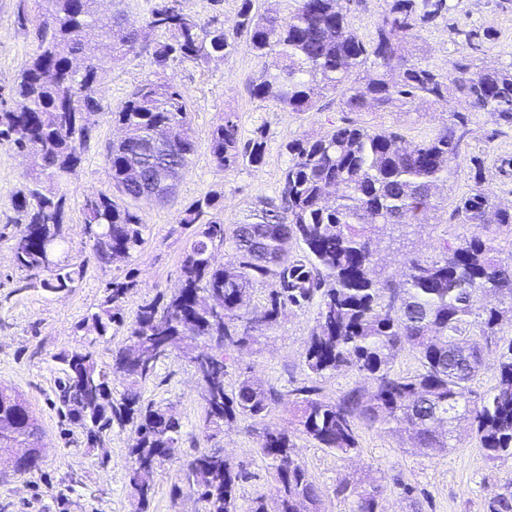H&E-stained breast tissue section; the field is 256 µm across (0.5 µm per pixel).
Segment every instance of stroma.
<instances>
[{
    "label": "stroma",
    "mask_w": 512,
    "mask_h": 512,
    "mask_svg": "<svg viewBox=\"0 0 512 512\" xmlns=\"http://www.w3.org/2000/svg\"><path fill=\"white\" fill-rule=\"evenodd\" d=\"M183 13L215 22L233 31L240 0H176ZM35 0H0V101H9L23 63L36 51L38 35L32 17ZM166 36L145 31L140 54L127 56L104 71L93 91L103 107L82 151V160L64 185L67 194L65 257L85 267L72 288L52 292L29 285L13 261L12 244L17 214L15 192L31 177L34 160L0 145V384L15 388L30 404L42 429L45 452L38 471L0 477V512H136L128 495L127 470L132 427L112 428L102 444H89L83 428L64 416L59 402L63 376L61 354L82 350L91 342L77 324L96 312L104 286L112 278L133 277L137 285L122 305L119 324L96 344L98 361L109 366L127 342L128 325L147 300L169 295L177 287L183 247L189 235L177 222L179 213L195 200L210 196L225 225L240 223L259 201L278 196L289 156L286 143L303 135H317L332 126L362 124L396 133L416 144L446 122L450 111L464 110L458 93L447 106L417 104L410 112L378 110L343 112L336 96L321 92L320 110L291 112L270 101L255 99L249 81L262 66L246 46L221 57L157 65L153 51ZM413 53L426 57L432 68L447 72L456 64L471 70L501 68L512 63V0H448V11L421 33ZM173 78L187 101L195 153L174 199L165 204L148 201L136 207L146 227L145 243L129 260L114 264L97 261L84 234L82 204L86 196L110 184L106 147L120 136L112 120L132 92L146 82ZM238 117L241 139L256 129L266 134V153L260 166L217 167L210 151L213 128L225 113ZM501 206L512 205V128L496 125L483 112L469 115L468 133L448 184L437 195L438 210L410 239L385 230L376 254L379 277L401 279L409 256H428L441 237L457 241L472 228L453 217L457 201L474 184ZM318 304L286 308L278 323L257 343L233 349L225 386L235 391L244 378L274 386L280 402L265 417H237L217 436L203 431L204 408L199 381L185 358L170 356L141 387L144 401L173 408L183 423L175 458L164 461L154 475L148 512H198L200 504L189 486L184 463L195 455L221 450L247 474L236 491L240 512L256 497L268 507L277 502V480L260 450V432L267 426L290 431L293 455L322 490L319 512H351L350 498L339 494L341 484L381 485L377 512H496L497 501L512 500V457L488 460L467 420H460L446 452L427 455L413 448L405 434L380 426L358 424V448L341 454L321 447L298 430L288 412L293 391L318 388L320 396L335 398L356 387L372 392V379L344 369L316 377L304 365L306 343L316 326Z\"/></svg>",
    "instance_id": "35a3bbf8"
}]
</instances>
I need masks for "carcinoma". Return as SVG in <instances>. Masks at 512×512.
I'll list each match as a JSON object with an SVG mask.
<instances>
[{"label": "carcinoma", "instance_id": "obj_1", "mask_svg": "<svg viewBox=\"0 0 512 512\" xmlns=\"http://www.w3.org/2000/svg\"><path fill=\"white\" fill-rule=\"evenodd\" d=\"M99 2L36 0L40 43L19 74L11 104L0 108V144L38 158L36 176L13 198L24 219L12 245L15 265L48 291L67 289L84 274V266L57 257L66 195L55 185L79 164L101 114L92 96L99 73L141 48V31L123 26L119 9L101 12ZM289 2L284 16L277 7L261 12L253 0H241L235 32L229 34L159 0L144 28L170 35L153 52L160 66L226 56L245 39L263 59L250 83L252 95L290 112L314 110L317 90L338 94L343 112L417 101L444 106L451 85L468 112H486L495 123L512 127V63L480 71L455 65L443 74L409 50L423 28L448 11L447 0H390L367 42L348 19L345 3L351 0ZM112 119L125 135L109 145L111 189L83 202L86 236L95 258L105 264L125 261L143 246L145 226L132 207L145 193L172 194L195 151L187 104L172 82L141 85ZM467 124V112L453 110L434 136L414 145L357 124L292 140L285 146L289 163L278 200L254 207L229 232L214 213L213 199L191 203L178 215V223L191 230L180 286L136 313L128 344L111 365L131 378L117 400L95 345L117 322L120 304L136 283L114 278L106 284L98 311L79 324L96 338L60 357L65 365L60 401L71 421L81 427L92 423L90 434L114 425L134 427L128 489L137 512H146L153 495V466L174 456L183 435L175 413L142 399L141 384L161 363L158 350L192 361L194 340H216L222 352L196 365L207 383L206 427L218 431L238 414L261 418L279 402L278 391L245 378L227 394V352L256 341L285 308L301 307L317 294V326L304 353L305 367L318 377L347 368L373 379L376 390L366 398L350 389L328 400L313 387L296 389L292 404L303 434L349 454L358 446L356 423L401 424L415 447L439 454L447 451L448 437L436 425L469 415L488 459L512 456V338L501 346L493 391L471 408L460 404L484 364L480 339L496 336L503 319L512 321V263L497 256L492 237L495 229L512 231V207L496 204L477 179L454 209L458 223L475 227L471 236L444 239L432 255L407 258L398 282L380 278L374 267L383 228L399 226L409 235L438 208L435 189L452 175ZM265 149L261 130L240 141L233 112L224 113L212 131L211 154L220 168L256 167ZM226 240L232 257L217 266L212 252ZM294 241L302 254L291 257ZM265 278L275 282V290L264 310L251 316L250 287ZM405 347L421 364L412 377L392 372ZM37 432L27 401L1 385L0 451L27 445L41 454ZM292 448L288 430L264 428L261 451L276 472L280 512H313L320 490ZM187 471L201 512H238L236 488L246 474L221 453L194 456ZM341 492L354 498L352 512H377L380 486L346 483Z\"/></svg>", "mask_w": 512, "mask_h": 512}]
</instances>
